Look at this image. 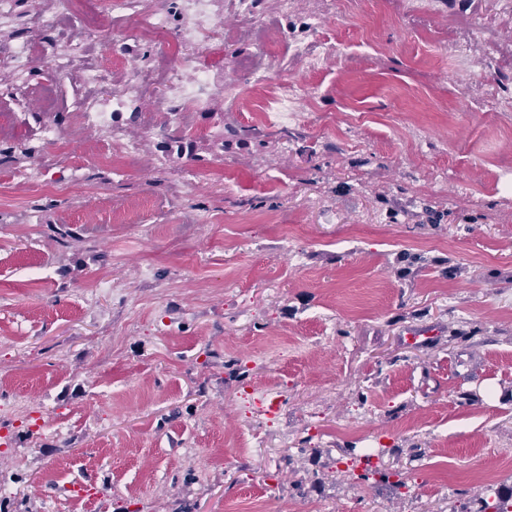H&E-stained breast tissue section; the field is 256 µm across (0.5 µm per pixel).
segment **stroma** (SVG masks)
<instances>
[{
    "mask_svg": "<svg viewBox=\"0 0 512 512\" xmlns=\"http://www.w3.org/2000/svg\"><path fill=\"white\" fill-rule=\"evenodd\" d=\"M57 10L0 18V501L455 512L512 495V0H214L189 47L209 96L177 117L150 90L157 46L122 19L68 75L38 54L4 66L14 42L80 37L42 26ZM269 27L332 53L256 81ZM133 61L132 109L74 122ZM284 81L297 118L239 141ZM114 127L142 171L98 160ZM133 203L138 223H113ZM366 453L404 487L362 479Z\"/></svg>",
    "mask_w": 512,
    "mask_h": 512,
    "instance_id": "35a3bbf8",
    "label": "stroma"
}]
</instances>
